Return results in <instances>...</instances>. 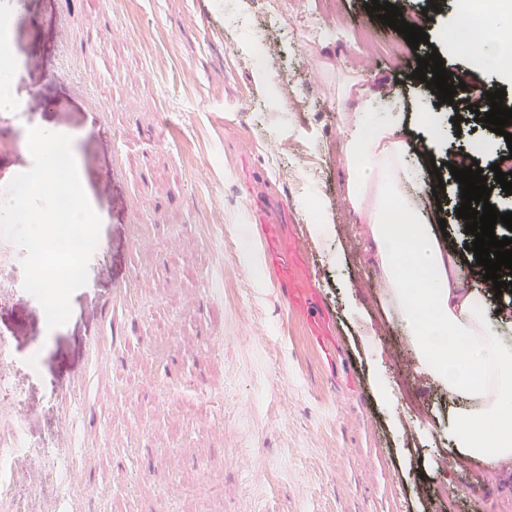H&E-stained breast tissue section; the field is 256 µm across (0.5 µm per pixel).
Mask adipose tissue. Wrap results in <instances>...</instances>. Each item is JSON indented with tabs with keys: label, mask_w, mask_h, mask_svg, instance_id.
Instances as JSON below:
<instances>
[{
	"label": "adipose tissue",
	"mask_w": 512,
	"mask_h": 512,
	"mask_svg": "<svg viewBox=\"0 0 512 512\" xmlns=\"http://www.w3.org/2000/svg\"><path fill=\"white\" fill-rule=\"evenodd\" d=\"M505 24L498 0H485L477 49L485 66H498L512 47L502 37ZM374 96L369 87H358L346 124V199L358 209L373 197L369 222L385 287L419 366L478 408L457 416L455 448L461 457L492 466L512 458V344L487 326L485 294L459 277L458 255L443 252L434 226L414 210L411 200L423 186L403 161L407 143L395 137L403 117L388 112L374 119Z\"/></svg>",
	"instance_id": "ef3b65f1"
}]
</instances>
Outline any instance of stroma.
Returning <instances> with one entry per match:
<instances>
[{
  "label": "stroma",
  "mask_w": 512,
  "mask_h": 512,
  "mask_svg": "<svg viewBox=\"0 0 512 512\" xmlns=\"http://www.w3.org/2000/svg\"><path fill=\"white\" fill-rule=\"evenodd\" d=\"M370 2L69 0L63 31L58 0H0L17 94L35 97L32 116L76 137L80 180L101 219L88 282L72 295L64 326L48 329L22 287V252L9 257L11 290L0 295V356L9 366L0 384L12 413L0 418V462L33 452L38 460L0 492V512L63 503L78 471L98 491L95 512H512V458L490 466L459 456L452 418L468 405L420 372L387 299L371 226L344 201V120L356 99L341 88L357 78L376 90V104L402 113L398 136L413 144L409 162L427 184L415 206L427 223L445 219L458 273L478 287L471 238L451 217L457 185L448 171L464 159L486 164L479 142L495 140L502 154L508 147L480 125L453 136L449 105L412 73L434 49L447 70L474 87L493 82L511 102L512 79L449 50L459 27L454 0H390L402 15L424 18L429 41L375 55L361 29L404 37L370 17ZM306 13L332 35L307 42L295 26ZM273 27L269 62L245 66ZM63 68L99 91L111 125L57 79ZM283 81L296 105L277 97ZM423 112L440 134L421 124ZM119 149L126 175L102 185ZM273 153L287 176L270 166ZM251 186L286 198L308 237L317 286L336 316L335 368L252 260ZM139 199L160 206L139 217L148 255L129 234ZM216 269L224 300L211 307L198 293ZM124 282L129 313L102 378L91 343L108 332L101 305ZM208 471L213 489L188 494ZM437 489L447 499L434 498Z\"/></svg>",
  "instance_id": "stroma-1"
}]
</instances>
